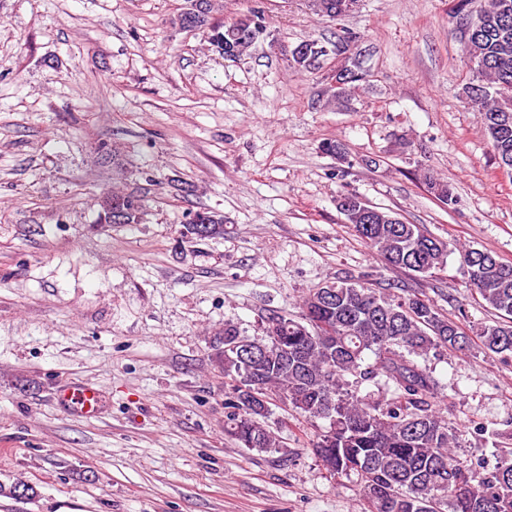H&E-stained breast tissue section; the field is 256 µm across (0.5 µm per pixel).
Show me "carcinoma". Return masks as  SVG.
Masks as SVG:
<instances>
[{
    "label": "carcinoma",
    "instance_id": "carcinoma-1",
    "mask_svg": "<svg viewBox=\"0 0 512 512\" xmlns=\"http://www.w3.org/2000/svg\"><path fill=\"white\" fill-rule=\"evenodd\" d=\"M315 14L338 20L352 13L350 0H306ZM458 0L457 13L468 29L464 50L476 79L464 89L467 106L477 114L499 166L512 172V0ZM216 0H187L183 28L209 26V43L224 57L241 58L263 39L266 17L254 9L230 23L208 25ZM303 40L291 51L289 67L298 73L319 68L301 48L323 47ZM430 193L451 206L456 198L447 181L423 173ZM123 207L124 223L140 222L144 200L114 190L99 201L98 221L113 224L112 211ZM207 236L223 233L224 216L199 209ZM400 214L373 207L364 215H345L364 243L393 269L427 277L447 263L448 242L419 224H393ZM460 267L479 303L497 319L472 337L428 299L371 288L366 277L336 279L332 292L319 285L304 295L299 314L274 313L260 336H243L224 325V344L247 341L252 352L217 354L230 386L224 402V434L241 447L271 452L281 440L266 419L277 401L304 420L327 421L312 448L332 478H355L364 512H512V448H499L484 471L454 454L457 435L434 404L437 382L417 358L434 351L464 350L473 343L504 362L512 359V262L474 247H459ZM374 362L365 363L367 353ZM381 381L392 389L383 402L359 396L360 387Z\"/></svg>",
    "mask_w": 512,
    "mask_h": 512
}]
</instances>
